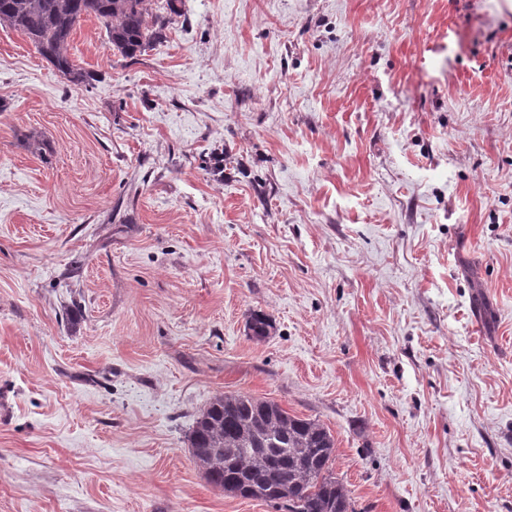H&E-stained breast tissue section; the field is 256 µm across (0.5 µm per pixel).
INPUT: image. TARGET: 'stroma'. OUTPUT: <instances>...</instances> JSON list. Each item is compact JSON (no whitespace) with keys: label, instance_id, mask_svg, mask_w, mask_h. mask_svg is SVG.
Here are the masks:
<instances>
[{"label":"stroma","instance_id":"stroma-1","mask_svg":"<svg viewBox=\"0 0 512 512\" xmlns=\"http://www.w3.org/2000/svg\"><path fill=\"white\" fill-rule=\"evenodd\" d=\"M171 5L87 86L0 24V512H274L191 457L224 393L358 512H512V0Z\"/></svg>","mask_w":512,"mask_h":512}]
</instances>
